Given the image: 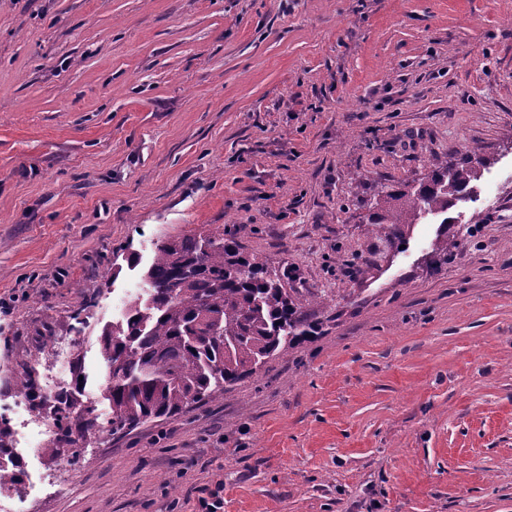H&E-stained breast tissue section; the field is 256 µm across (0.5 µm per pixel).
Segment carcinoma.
<instances>
[{
  "mask_svg": "<svg viewBox=\"0 0 512 512\" xmlns=\"http://www.w3.org/2000/svg\"><path fill=\"white\" fill-rule=\"evenodd\" d=\"M485 163L476 148L454 163L433 158L418 184L383 186L374 194L369 223L417 224L448 211ZM287 278L288 269L244 254L220 230L158 241L144 269V292L130 296L121 319L100 336L101 354L112 366L110 432L177 416L311 335L315 324L305 307L324 298L286 288ZM82 385L76 376L72 389L56 398V424L66 438Z\"/></svg>",
  "mask_w": 512,
  "mask_h": 512,
  "instance_id": "1",
  "label": "carcinoma"
}]
</instances>
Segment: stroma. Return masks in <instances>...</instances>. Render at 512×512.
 Segmentation results:
<instances>
[{"instance_id":"35a3bbf8","label":"stroma","mask_w":512,"mask_h":512,"mask_svg":"<svg viewBox=\"0 0 512 512\" xmlns=\"http://www.w3.org/2000/svg\"><path fill=\"white\" fill-rule=\"evenodd\" d=\"M477 146L447 215L369 223ZM218 229L325 296L315 332L109 435L113 249ZM31 366L81 368L97 429L39 426ZM0 420L23 512H512V0H0Z\"/></svg>"}]
</instances>
